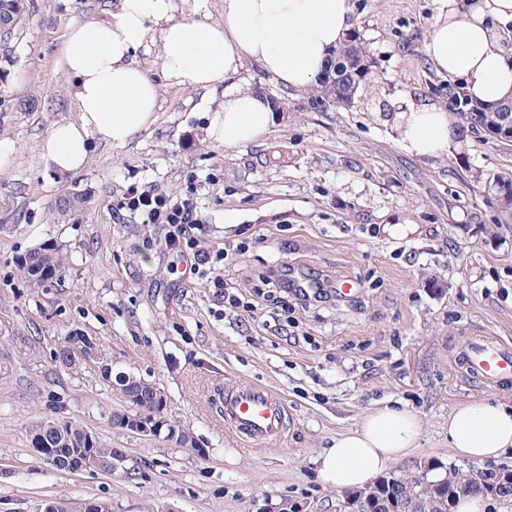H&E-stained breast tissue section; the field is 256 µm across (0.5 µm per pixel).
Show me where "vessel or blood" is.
Listing matches in <instances>:
<instances>
[{
	"mask_svg": "<svg viewBox=\"0 0 512 512\" xmlns=\"http://www.w3.org/2000/svg\"><path fill=\"white\" fill-rule=\"evenodd\" d=\"M461 353L467 372L481 383L492 385L512 377V345L474 337ZM224 423L238 437L256 446L280 439L288 427V409L271 389L240 383L225 391Z\"/></svg>",
	"mask_w": 512,
	"mask_h": 512,
	"instance_id": "vessel-or-blood-1",
	"label": "vessel or blood"
}]
</instances>
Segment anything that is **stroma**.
Instances as JSON below:
<instances>
[{"label":"stroma","mask_w":512,"mask_h":512,"mask_svg":"<svg viewBox=\"0 0 512 512\" xmlns=\"http://www.w3.org/2000/svg\"><path fill=\"white\" fill-rule=\"evenodd\" d=\"M113 0H25L20 24L0 31V142L15 154L0 171V512H40L106 500L112 512H348L315 460L375 407L397 402L421 422L399 467L457 464L448 414L489 396L512 405V381L487 386L460 359L470 337L512 343V223L493 180L512 174V146L464 134L447 155L409 154L370 97L318 112L258 66L237 77L274 96L283 117L262 142L227 148L206 138L221 92L162 86L156 124L126 150L94 146L82 169L61 175L41 155L51 124L74 116L54 57L68 28ZM354 29L374 59L375 90L394 108L430 102L440 76L422 45L433 0H354ZM133 183L192 194L204 223L199 246L224 251L204 275L165 247V229L114 206ZM84 193L81 212L56 202ZM399 219L423 234L391 237ZM34 249L63 265L41 288L17 261ZM319 278L327 298L282 309L267 295L272 266ZM256 310L225 309L214 278ZM100 343L99 362L62 367L64 336ZM113 375L161 392L169 422L192 445L114 424L130 411ZM242 382L278 392L289 425L275 445L231 433L219 390ZM80 422L121 449L112 474L69 473L32 448V428Z\"/></svg>","instance_id":"obj_1"}]
</instances>
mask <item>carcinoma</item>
<instances>
[{
  "mask_svg": "<svg viewBox=\"0 0 512 512\" xmlns=\"http://www.w3.org/2000/svg\"><path fill=\"white\" fill-rule=\"evenodd\" d=\"M22 12L23 0H0L1 23L13 25ZM373 67L374 61L360 35L352 33L333 52L328 75L310 90V99L328 109L352 107L360 91L374 86ZM436 91L445 98L448 110L454 112L461 124L480 137L500 126L503 113L512 115L511 98L492 104L481 103L472 99L461 83L450 79L441 81ZM17 266L25 278L39 288L53 279L60 261L56 254L39 250L21 257ZM97 354L96 339L75 332L65 337L55 358L62 366L71 369L95 359ZM116 384L135 410L147 414L164 412V398L151 384L129 376ZM30 443L41 455L44 448H52L58 461L56 469L60 471L70 472L73 464L88 457L95 461V466L91 467L93 471H104L114 461L112 449L104 447L92 432L76 421L63 422L57 432L52 430V422L41 424L33 429ZM465 495L489 498L504 505L512 503L511 488L499 486L490 491L488 483L478 476L470 479Z\"/></svg>",
  "mask_w": 512,
  "mask_h": 512,
  "instance_id": "1",
  "label": "carcinoma"
}]
</instances>
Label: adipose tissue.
Masks as SVG:
<instances>
[{
  "label": "adipose tissue",
  "mask_w": 512,
  "mask_h": 512,
  "mask_svg": "<svg viewBox=\"0 0 512 512\" xmlns=\"http://www.w3.org/2000/svg\"><path fill=\"white\" fill-rule=\"evenodd\" d=\"M423 54L463 84L475 100L512 95V43L495 23L512 20V0H433ZM354 0H223L211 20L207 0H116L107 18L70 26L55 66L73 83L75 119L55 123L41 142L60 172L82 168L91 142L123 150L157 121L162 85L215 90L222 102L208 117L210 141L226 147L266 136L279 115L260 94L234 86L245 64L285 87L310 89L350 32ZM390 119L403 148L419 157L447 154L461 130L446 104L421 103ZM420 420L386 405L336 438L318 459V475L336 491L354 490L393 469L415 446ZM448 445L482 463L512 454V406L464 403L448 414Z\"/></svg>",
  "instance_id": "ef3b65f1"
}]
</instances>
